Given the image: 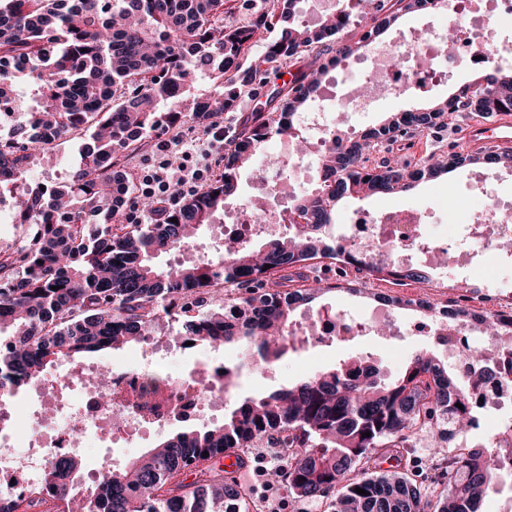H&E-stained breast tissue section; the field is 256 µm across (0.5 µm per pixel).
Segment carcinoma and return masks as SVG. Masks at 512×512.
I'll return each instance as SVG.
<instances>
[{"instance_id":"cac0c4a2","label":"carcinoma","mask_w":512,"mask_h":512,"mask_svg":"<svg viewBox=\"0 0 512 512\" xmlns=\"http://www.w3.org/2000/svg\"><path fill=\"white\" fill-rule=\"evenodd\" d=\"M300 0H244L242 23L224 27L226 0H4L0 4V100L17 92L14 109L0 107L10 142L0 148V190L31 231L0 251V396L16 393L65 362L130 343L175 316L181 334L220 347L245 346L263 363L285 353L294 311L337 285L310 279L311 262L345 263L365 278L430 280L412 263L395 274L387 254L369 243L351 251L332 231L346 201L407 192L459 165L512 168V153L488 150L468 159L439 146L416 163L384 157L423 128L478 106L483 115L512 112V68L490 61L470 85L416 110L390 112L353 139L335 131L321 162L330 181L295 198L306 230L229 244L193 264L157 259L189 244L240 200L243 168L273 135L307 141L289 116L309 109L330 69L347 66L400 18L430 0H352L339 14L309 25ZM278 27L259 62L242 68L264 32ZM308 58L279 91L282 106L227 127L224 169L204 188L168 206L141 201L144 224H96L112 217L119 151L158 129L193 119L205 123L233 112L242 94L265 83V65ZM95 119L94 146L69 180L49 193L23 183L44 149L38 131L62 138ZM177 222H171V219ZM270 268H265V265ZM58 290L53 291L51 287ZM358 371L364 380L352 378ZM466 381L429 351L413 354L390 381L350 358L293 386L232 404L220 425L178 433L92 489L77 481L75 458L51 466L25 493L0 487V512H224L242 485L219 459L251 448H275L268 479L298 501H327L328 512H481L495 481L493 453L461 452L448 461L437 495L421 480L417 430L460 432L472 415ZM369 431L371 435L362 436ZM208 456H202V453ZM394 460L403 472L381 469ZM194 475L187 483L183 474ZM368 492L362 496L355 488Z\"/></svg>"}]
</instances>
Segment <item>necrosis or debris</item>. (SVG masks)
<instances>
[{
    "instance_id": "4bbe7bcc",
    "label": "necrosis or debris",
    "mask_w": 512,
    "mask_h": 512,
    "mask_svg": "<svg viewBox=\"0 0 512 512\" xmlns=\"http://www.w3.org/2000/svg\"><path fill=\"white\" fill-rule=\"evenodd\" d=\"M431 14L435 22L424 29L422 40L407 36L395 44L374 45L359 77L371 98L390 96L405 85L420 92L428 81L480 62L512 64V41L502 36L504 24L512 22V0H444ZM452 30L457 39L449 52L445 45ZM277 153L292 171V181L271 178L270 168L260 166L257 183L268 203L253 219L246 215L245 205L226 209L225 242L253 234L276 236L288 224L283 200L294 196L296 181L314 177L316 160L294 157L285 138ZM467 195L479 199L480 207L473 210L466 204H454L448 212L447 232L431 239L426 229L433 213L417 206L356 213L346 235L357 247L380 244L399 264L416 258L426 261L437 252L447 255L450 264L461 270L487 268L482 291L470 296L468 310L510 311L512 291L502 288L498 279L500 260L512 257V200L500 196L491 178L482 172L472 173ZM354 322V317L341 312L312 315L295 322L291 336L308 343L336 338L347 341L353 335ZM413 331L446 352L459 371H466L462 354L474 345L499 371L500 385L487 384L476 392L471 409L477 422L500 417L512 408V326L503 336H484L471 321L452 324L437 311L416 323ZM185 343V336L169 330L151 335V356L123 370L110 371L104 387L91 380L96 366L67 365L61 374L37 380L26 402L1 400L0 479L9 481L11 489L18 492L54 462L81 455L93 445L124 447L145 431L222 414L227 400L224 383L235 373L222 356L205 355L190 375L148 384L154 354L173 356Z\"/></svg>"
}]
</instances>
